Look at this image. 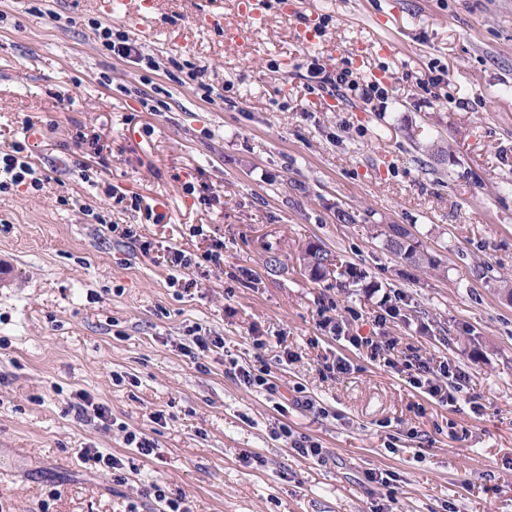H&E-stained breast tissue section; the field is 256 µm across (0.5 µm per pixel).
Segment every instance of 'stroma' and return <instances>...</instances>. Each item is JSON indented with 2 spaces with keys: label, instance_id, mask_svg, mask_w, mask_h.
Masks as SVG:
<instances>
[{
  "label": "stroma",
  "instance_id": "1",
  "mask_svg": "<svg viewBox=\"0 0 512 512\" xmlns=\"http://www.w3.org/2000/svg\"><path fill=\"white\" fill-rule=\"evenodd\" d=\"M209 1L154 0L136 27L102 0H0V147L26 141L51 178L0 195V463L12 464L0 512H155L148 480L182 491L191 512H512V0H297L293 13L271 0L259 26L238 0H217L222 28L195 26ZM308 9L331 21L304 47ZM95 20L134 38L152 29L144 50L159 69L108 55ZM383 37L394 55L375 50ZM180 51L210 98L179 82L167 58ZM307 53L377 75L387 110L311 90ZM433 61L447 77L428 92ZM144 97L165 109L145 111ZM80 125L112 148L94 186L75 164ZM110 185L140 197L112 219L135 225L150 253L96 224ZM199 224L224 262L191 269L187 291L155 257L197 252ZM378 224L407 228L440 271L391 254ZM312 244L361 280H313ZM240 267L250 278L230 280ZM394 295L403 303L384 330L398 351L462 366L469 401H432L350 344ZM330 304L336 335L317 325ZM194 328L223 348L194 359ZM339 356L350 373L323 377ZM234 361L270 369L278 393L229 376ZM297 387L325 416L293 406ZM79 392L114 426L77 419ZM125 424L156 454L126 448ZM283 424L318 440L328 463L299 457ZM87 445L133 460L135 480L82 463ZM369 470L396 479L370 484Z\"/></svg>",
  "mask_w": 512,
  "mask_h": 512
}]
</instances>
